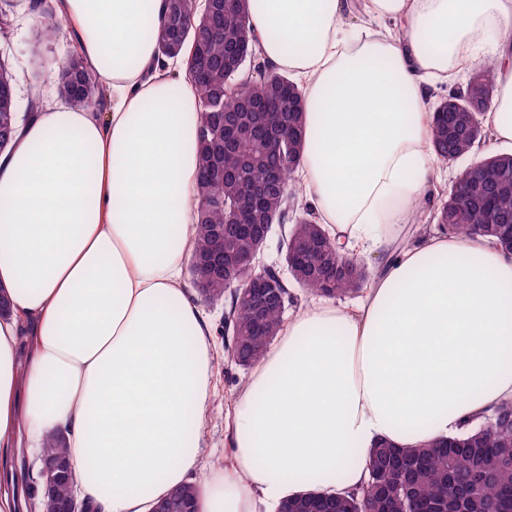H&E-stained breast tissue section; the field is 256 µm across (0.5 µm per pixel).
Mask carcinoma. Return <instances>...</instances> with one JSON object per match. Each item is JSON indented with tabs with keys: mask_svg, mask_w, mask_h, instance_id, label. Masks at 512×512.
Masks as SVG:
<instances>
[{
	"mask_svg": "<svg viewBox=\"0 0 512 512\" xmlns=\"http://www.w3.org/2000/svg\"><path fill=\"white\" fill-rule=\"evenodd\" d=\"M250 0H165L159 28L149 29L158 55L183 56L185 75L201 106L197 246L195 256H208L218 245L248 256L256 240L238 225L285 223L294 170L304 147L305 99L287 74L277 71L262 53L249 24ZM44 31L60 28L49 0H30ZM495 84L487 68L463 90L455 107L456 126H479L476 136L448 132L444 119L434 122L432 148L448 163L474 152L486 130L472 103L487 99ZM58 90L71 103L99 104L103 92L78 56L62 65ZM12 76L0 65V151L8 148L16 129ZM484 187L493 193L486 205L481 194H448L434 212L439 227L453 234L496 237L499 223L512 218V153L479 160ZM284 244L293 263L294 283L328 299L360 291L369 281L364 262L353 258L336 277L337 265L328 229L306 209L294 215ZM191 280L204 300L229 298L225 329L239 365L253 367L279 332L284 311L268 304L258 311L239 290L234 275H214L207 267L191 268ZM44 457L66 461V448L49 439ZM365 485L344 493L307 492L282 503L283 512H512V400L480 416L464 433L432 441L421 448H396L379 442L368 453Z\"/></svg>",
	"mask_w": 512,
	"mask_h": 512,
	"instance_id": "carcinoma-1",
	"label": "carcinoma"
}]
</instances>
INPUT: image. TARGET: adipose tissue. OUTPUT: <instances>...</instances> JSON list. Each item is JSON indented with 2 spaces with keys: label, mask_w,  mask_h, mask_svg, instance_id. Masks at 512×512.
<instances>
[{
  "label": "adipose tissue",
  "mask_w": 512,
  "mask_h": 512,
  "mask_svg": "<svg viewBox=\"0 0 512 512\" xmlns=\"http://www.w3.org/2000/svg\"><path fill=\"white\" fill-rule=\"evenodd\" d=\"M108 112L50 102L0 152V465L64 439L94 512H256L367 480L378 441L461 432L512 399V256L487 237L397 242L438 176L435 86L491 59L483 121L512 145V0H250L267 59L305 97L297 172L344 252L378 257L363 297L299 309L241 388L231 458L201 478L212 329L183 278L196 248L194 86L147 26L164 0H56Z\"/></svg>",
  "instance_id": "ef3b65f1"
}]
</instances>
